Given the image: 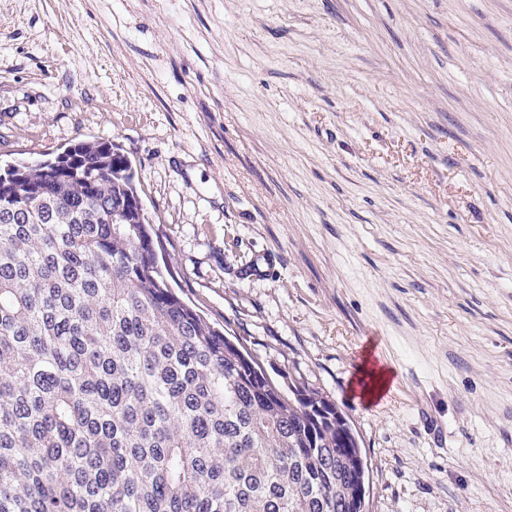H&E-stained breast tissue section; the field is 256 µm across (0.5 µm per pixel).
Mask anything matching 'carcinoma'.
<instances>
[{
  "label": "carcinoma",
  "instance_id": "obj_1",
  "mask_svg": "<svg viewBox=\"0 0 512 512\" xmlns=\"http://www.w3.org/2000/svg\"><path fill=\"white\" fill-rule=\"evenodd\" d=\"M0 181V512H357L335 404L170 285L110 141Z\"/></svg>",
  "mask_w": 512,
  "mask_h": 512
}]
</instances>
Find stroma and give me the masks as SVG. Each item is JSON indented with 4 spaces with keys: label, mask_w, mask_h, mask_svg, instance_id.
<instances>
[{
    "label": "stroma",
    "mask_w": 512,
    "mask_h": 512,
    "mask_svg": "<svg viewBox=\"0 0 512 512\" xmlns=\"http://www.w3.org/2000/svg\"><path fill=\"white\" fill-rule=\"evenodd\" d=\"M80 139L366 512H512V0H0V165Z\"/></svg>",
    "instance_id": "stroma-1"
}]
</instances>
